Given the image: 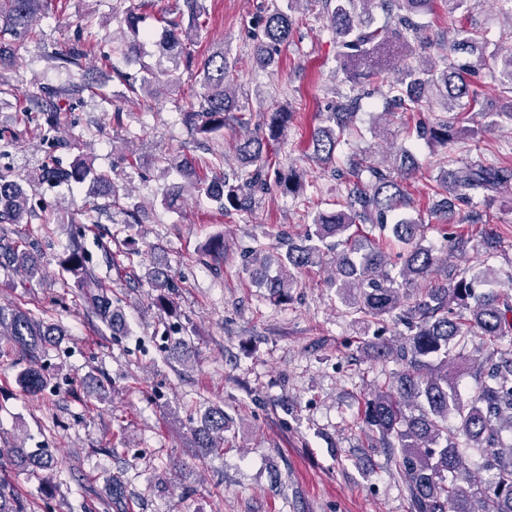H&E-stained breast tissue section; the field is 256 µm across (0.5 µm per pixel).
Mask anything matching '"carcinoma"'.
Here are the masks:
<instances>
[{
  "label": "carcinoma",
  "mask_w": 512,
  "mask_h": 512,
  "mask_svg": "<svg viewBox=\"0 0 512 512\" xmlns=\"http://www.w3.org/2000/svg\"><path fill=\"white\" fill-rule=\"evenodd\" d=\"M304 0H280L267 8L261 19L263 41L255 56V66L266 68L272 62L271 51L288 44L295 13ZM328 26L335 35L339 56L346 74H357L366 81L390 68H398V77L387 84L383 93L386 106L406 112L420 113L439 103L447 112L456 107L480 106L491 113L488 103L474 89L469 77L483 65L470 56L479 48L478 31L462 29L448 44L455 55L440 66L429 59L424 66L410 59L431 49L413 17L432 10L435 0H323ZM50 0H0V75L15 71L14 55L4 36L14 40L31 38L37 21L48 12ZM384 5L395 15L392 26L370 29L357 15L371 13V8ZM126 38L114 40V51L123 55L136 49L140 37L141 16L125 12ZM167 27L164 39L157 44L167 59L165 78L153 75H123L128 91L146 100L167 95L178 96L183 86V73L194 70L200 76L204 92L193 95L183 105V123L204 138L224 131L228 121L241 126L249 124L240 104L234 82L228 78L229 68L224 49L197 57L190 45L194 33L205 24L202 0H178L175 16H163ZM93 21H85L83 41L66 52H55L50 59L59 68L79 64L92 53ZM494 55L501 66L494 76L500 95L512 97V45L497 46ZM76 86L51 89L34 97L37 116L25 110L28 123L34 124L42 140L54 145V137L67 128L66 113L73 110ZM359 98L342 96L325 116V126L312 135L314 154L329 167L336 162L341 138L356 132L355 111ZM291 112H271L265 123L267 132L248 134L235 146L240 169L222 170L224 157L217 156L201 165L187 156L159 158L163 170L177 169L197 194H203L226 212L248 210L257 191L276 190L299 194L304 190L298 172L283 174L272 169L264 149L288 131ZM416 138L446 144L454 136L448 121L419 122L414 126ZM336 176L344 180V202L341 208L318 211L312 218L314 231L306 243L295 244L284 238L286 250L281 260L284 271L274 278L260 280L279 303L288 300L292 271L316 264L330 265L329 286L349 312L363 317H382L399 307L408 314V334L402 342L376 348L378 359H394L403 368L378 386L366 401L364 419L388 446L398 449L397 464L410 494L411 512H512V350L494 348L480 360L468 358L464 349L474 337L495 344L512 336V294L477 292V277L448 265V255L421 243L422 225L400 219L391 224L395 240L403 245L398 254L400 266L391 263L389 255L376 244L352 232L358 224H388V220L406 205L400 185L387 156L375 157L369 149L364 157L350 163L347 170L336 168ZM29 180L50 184H89L93 194L112 196L108 205L118 207L127 216L126 223H137V205H123L110 176L80 160L65 166L54 162L33 170ZM512 184V164L486 165L477 160L459 162L453 179L440 175L439 194L443 195L441 214L450 222L456 210L470 208L471 222H480L481 212L475 201H489L502 187ZM184 187L174 186L161 198V205L176 211L182 205ZM34 217L27 190L23 184L0 172V224H29ZM205 254L214 261L224 258V236L216 235L205 244ZM63 270L74 280L85 307L103 324L116 327L121 322L113 307L108 286L88 266L79 245L70 248L61 259ZM0 267L20 270L32 284L42 277L41 257L29 251L23 242L0 230ZM150 283L156 295L151 306L169 311L174 305V278L170 267L153 263ZM60 325L36 316L30 310L0 307V344L7 343L29 360L46 353L62 335ZM469 365L476 389L465 395L448 373L460 365ZM23 392L37 395L47 381L36 364H30L19 376ZM224 442V408L212 406L205 413L204 425L195 431V447L204 454L222 451ZM480 454V470L486 478L475 482L469 476L465 450ZM22 461L32 466V473L48 471L54 458L48 449L26 452L21 447L0 448V468ZM0 512H26L23 500L0 484Z\"/></svg>",
  "instance_id": "1"
}]
</instances>
